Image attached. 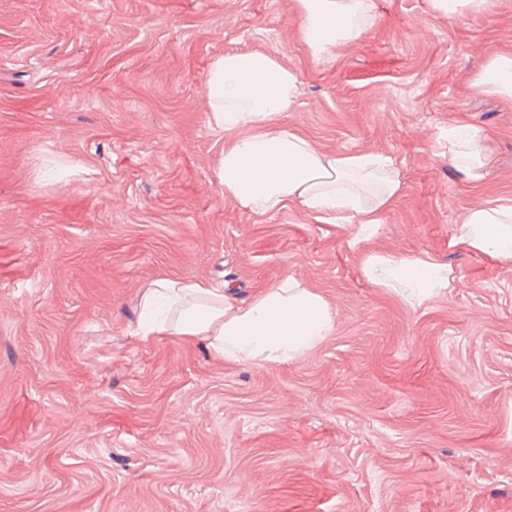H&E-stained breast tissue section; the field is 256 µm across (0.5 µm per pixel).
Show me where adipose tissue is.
Returning a JSON list of instances; mask_svg holds the SVG:
<instances>
[{"instance_id": "obj_1", "label": "adipose tissue", "mask_w": 512, "mask_h": 512, "mask_svg": "<svg viewBox=\"0 0 512 512\" xmlns=\"http://www.w3.org/2000/svg\"><path fill=\"white\" fill-rule=\"evenodd\" d=\"M302 35L312 56H331L369 25L370 0H296ZM476 83L512 100V55L496 54ZM211 123L224 135L219 180L225 192L257 215L296 201L320 220H356L351 246L363 253L361 272L383 288L401 287L416 302L451 288L452 268L429 255L380 253L367 244L384 213L402 192L397 166L388 156L321 154L307 137L281 124L297 106V78L273 57L227 53L212 61L206 79ZM485 134L468 125L448 129L443 149L464 179L483 185L489 174ZM460 243L498 262L512 264V204H477L465 215ZM335 316L318 292L293 277L257 293L249 302L190 278L151 281L139 300L134 337H191L228 363H285L329 336Z\"/></svg>"}]
</instances>
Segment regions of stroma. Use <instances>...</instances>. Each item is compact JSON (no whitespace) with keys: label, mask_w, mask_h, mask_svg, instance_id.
Segmentation results:
<instances>
[{"label":"stroma","mask_w":512,"mask_h":512,"mask_svg":"<svg viewBox=\"0 0 512 512\" xmlns=\"http://www.w3.org/2000/svg\"><path fill=\"white\" fill-rule=\"evenodd\" d=\"M373 12L316 59L296 0H0V512H512V265L456 241L512 200V103L476 84L512 0ZM237 52L296 75L281 122L321 152L396 160L369 247L454 288L416 304L363 277L351 222L225 193L205 78ZM458 123L490 135L483 186L438 153ZM288 276L336 314L296 361L133 335L155 279L247 301ZM487 3V0H430L433 11L448 14V17L464 12L481 13L486 9Z\"/></svg>","instance_id":"obj_1"}]
</instances>
